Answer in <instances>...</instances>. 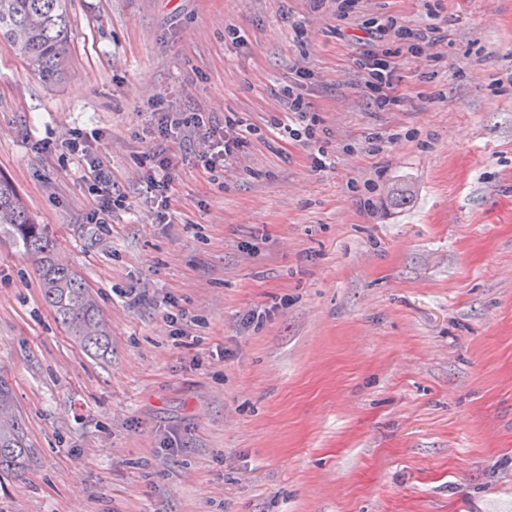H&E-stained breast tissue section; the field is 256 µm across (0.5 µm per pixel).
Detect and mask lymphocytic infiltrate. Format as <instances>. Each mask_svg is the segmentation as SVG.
I'll use <instances>...</instances> for the list:
<instances>
[{
    "label": "lymphocytic infiltrate",
    "instance_id": "f902f5d3",
    "mask_svg": "<svg viewBox=\"0 0 512 512\" xmlns=\"http://www.w3.org/2000/svg\"><path fill=\"white\" fill-rule=\"evenodd\" d=\"M317 6L329 7L337 27H358L366 34V46L352 60L359 73L356 88L359 94L370 100L373 107L382 111L401 110L410 97L403 88L398 72L404 62L412 61L425 68L444 67L448 64V52L441 46L435 24L421 28L410 27L396 15L385 22L367 21L360 15L361 0H314ZM292 112L288 121L278 123L276 137L282 142H298L308 148L315 168L327 166V153L320 145L313 124L308 123V109L301 98H293ZM190 126L202 130L205 122L200 113L183 115L176 112H157L151 127L154 148L145 154L148 165L147 187L154 194L157 206L168 209L173 190V158L164 143L172 126ZM88 180L92 187L100 188L102 199L93 211L90 221L94 224L110 223L114 209L123 207V196L113 194L109 172L98 161L88 164Z\"/></svg>",
    "mask_w": 512,
    "mask_h": 512
}]
</instances>
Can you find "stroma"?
Listing matches in <instances>:
<instances>
[{
    "mask_svg": "<svg viewBox=\"0 0 512 512\" xmlns=\"http://www.w3.org/2000/svg\"><path fill=\"white\" fill-rule=\"evenodd\" d=\"M69 12L57 81L0 48V177L112 350L68 336L0 233V379L35 450L0 512H512V0H442L448 65L404 64L399 112L359 96L357 30L312 0ZM293 93L331 167L272 143ZM160 103L254 128L216 177L191 129L167 141L164 224L143 161ZM77 130L88 155L62 146ZM392 131L412 137L364 150ZM91 157L126 200L108 224Z\"/></svg>",
    "mask_w": 512,
    "mask_h": 512,
    "instance_id": "stroma-1",
    "label": "stroma"
}]
</instances>
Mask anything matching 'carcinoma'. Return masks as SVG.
Returning a JSON list of instances; mask_svg holds the SVG:
<instances>
[{"instance_id": "cac0c4a2", "label": "carcinoma", "mask_w": 512, "mask_h": 512, "mask_svg": "<svg viewBox=\"0 0 512 512\" xmlns=\"http://www.w3.org/2000/svg\"><path fill=\"white\" fill-rule=\"evenodd\" d=\"M68 0H0V45L44 80L58 79L70 18ZM388 195L397 205L411 202L414 188L392 185ZM11 230L20 249L37 268L44 297L69 336L94 357L110 348L94 296L79 276L56 255V245L43 224H37L15 188L0 179V230ZM16 419L0 420V475L21 467L31 456Z\"/></svg>"}]
</instances>
